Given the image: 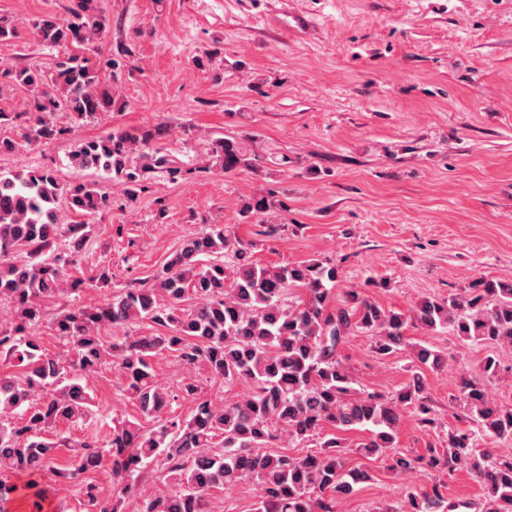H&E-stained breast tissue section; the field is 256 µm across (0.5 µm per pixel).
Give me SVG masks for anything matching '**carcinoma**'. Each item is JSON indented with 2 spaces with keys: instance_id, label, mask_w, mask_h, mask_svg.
I'll use <instances>...</instances> for the list:
<instances>
[{
  "instance_id": "1",
  "label": "carcinoma",
  "mask_w": 512,
  "mask_h": 512,
  "mask_svg": "<svg viewBox=\"0 0 512 512\" xmlns=\"http://www.w3.org/2000/svg\"><path fill=\"white\" fill-rule=\"evenodd\" d=\"M33 28L40 44L62 55L48 70L20 66L0 72L34 94L22 140L1 138L0 154L60 136L67 127L53 121L58 112L83 120L115 104L100 64L70 52L94 48L106 32L95 0H70L65 17L44 16ZM167 135L163 124L117 127L82 141L71 163L81 172L104 173L133 202L146 189L148 174L162 172L172 180L182 175L178 162L154 146ZM206 155L226 174L258 162L239 141L224 137L206 140ZM61 200L76 220L60 223ZM111 206L108 188L96 182L63 183L47 168L0 172V302L14 311L13 324L0 326V360L13 368L0 374V473L20 479H0V512H8L16 494L30 499L34 512L55 499V487L40 481L59 449L46 434L60 423L90 419L94 398L83 380L110 358L123 373V391L157 424L148 429L118 420L104 442L80 443L69 465L53 469L58 482L71 483L104 457L111 459L121 494L103 496L88 485L84 512H124L131 482L153 465L163 466L173 490L145 502L142 512H210V491L246 479L258 486L253 512H336V503L369 478L345 467L343 435L351 431L366 433L357 450L390 461L387 469L398 475L467 468L484 491L483 512H512V452L494 447L512 440V409L491 401L485 384L499 373L495 357L485 358L483 378L463 376L458 384L473 426L450 427L446 447L410 455L396 447L403 412L412 411L424 427L435 423L422 374L412 372L409 383L388 397L365 390L339 354L349 334L361 330L373 336L381 358L407 349L416 367H441L444 353L408 342L406 332L416 326L511 346L512 280L481 278L446 300L425 297L409 317L356 291L335 305L336 264L310 259L263 267L245 259V248L224 225L209 224L171 252L152 281L119 287L97 306H62L51 325L68 350L49 354L38 336L46 318L43 301L112 282L107 267L87 280L70 274L95 234L93 220ZM273 208L275 202L262 196L244 202L241 213ZM293 288L304 296L287 305L284 298ZM190 296L197 303L186 307ZM145 321L156 330L110 342L101 336L106 327ZM164 351L189 372L204 365L213 378L247 390L239 400L217 405L188 376L175 394L155 379L151 360ZM180 398L193 403L183 419L170 412ZM315 436L321 437L319 447L301 457L269 451L283 438ZM480 436L489 447L478 446ZM375 512H448V500L442 484L434 483Z\"/></svg>"
}]
</instances>
